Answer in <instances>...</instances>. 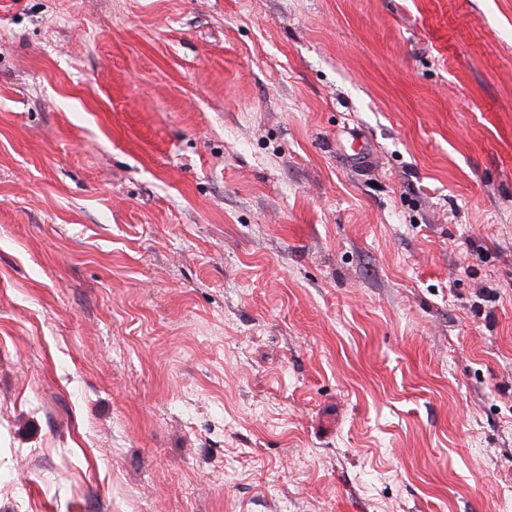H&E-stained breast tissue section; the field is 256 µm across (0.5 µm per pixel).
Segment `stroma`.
Masks as SVG:
<instances>
[{
	"label": "stroma",
	"instance_id": "35a3bbf8",
	"mask_svg": "<svg viewBox=\"0 0 512 512\" xmlns=\"http://www.w3.org/2000/svg\"><path fill=\"white\" fill-rule=\"evenodd\" d=\"M0 512H512V0H0Z\"/></svg>",
	"mask_w": 512,
	"mask_h": 512
}]
</instances>
